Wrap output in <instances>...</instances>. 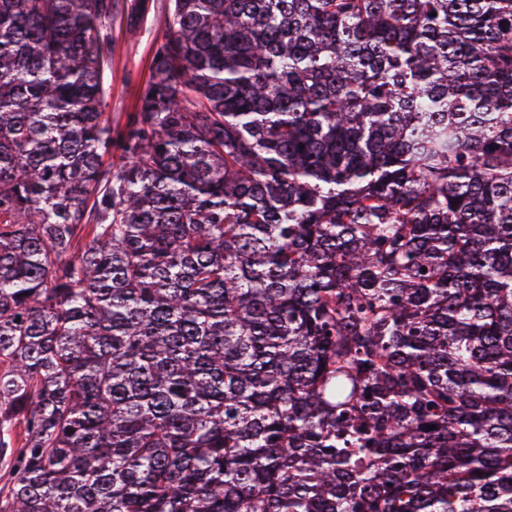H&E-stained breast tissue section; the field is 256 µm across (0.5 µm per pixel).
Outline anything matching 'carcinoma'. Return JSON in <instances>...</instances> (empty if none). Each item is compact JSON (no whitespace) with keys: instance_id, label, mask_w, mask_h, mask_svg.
<instances>
[{"instance_id":"cac0c4a2","label":"carcinoma","mask_w":512,"mask_h":512,"mask_svg":"<svg viewBox=\"0 0 512 512\" xmlns=\"http://www.w3.org/2000/svg\"><path fill=\"white\" fill-rule=\"evenodd\" d=\"M116 9L0 0V512H512V0H170L119 130Z\"/></svg>"}]
</instances>
